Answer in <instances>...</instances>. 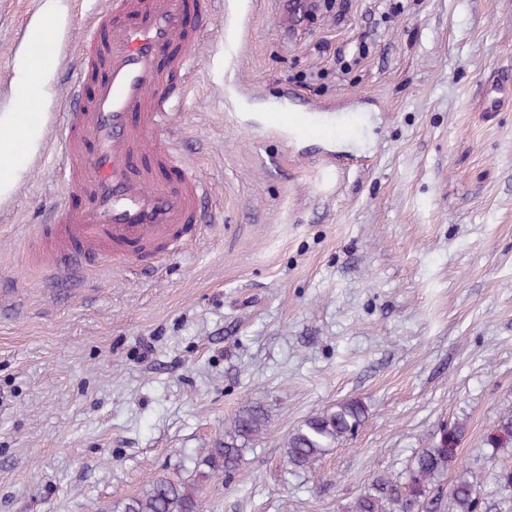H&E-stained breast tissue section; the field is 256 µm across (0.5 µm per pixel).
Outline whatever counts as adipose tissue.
<instances>
[{
    "label": "adipose tissue",
    "mask_w": 512,
    "mask_h": 512,
    "mask_svg": "<svg viewBox=\"0 0 512 512\" xmlns=\"http://www.w3.org/2000/svg\"><path fill=\"white\" fill-rule=\"evenodd\" d=\"M54 65L53 59H40L27 52L16 62L17 96L24 109L0 113V200L12 194L17 173L42 142L45 115L37 107Z\"/></svg>",
    "instance_id": "1"
}]
</instances>
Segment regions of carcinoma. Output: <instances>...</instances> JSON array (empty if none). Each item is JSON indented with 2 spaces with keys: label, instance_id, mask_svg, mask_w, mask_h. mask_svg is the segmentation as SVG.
Here are the masks:
<instances>
[{
  "label": "carcinoma",
  "instance_id": "carcinoma-1",
  "mask_svg": "<svg viewBox=\"0 0 512 512\" xmlns=\"http://www.w3.org/2000/svg\"><path fill=\"white\" fill-rule=\"evenodd\" d=\"M368 418L363 404L349 399L303 419L282 439L286 464L306 471L330 450L348 441ZM271 418L259 402H246L236 413L224 438L194 461V468L177 479L155 478L140 494L113 507V512H203L198 480L212 472L232 474L253 445L271 435ZM465 424H443L432 444L412 456L396 476L379 473L355 497L346 512H487L481 485L466 470L450 488L444 480L448 469L458 465L459 444ZM492 455L512 457V409L495 421L485 439Z\"/></svg>",
  "mask_w": 512,
  "mask_h": 512
}]
</instances>
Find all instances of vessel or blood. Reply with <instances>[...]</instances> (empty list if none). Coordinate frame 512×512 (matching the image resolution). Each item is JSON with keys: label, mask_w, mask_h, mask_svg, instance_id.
Instances as JSON below:
<instances>
[{"label": "vessel or blood", "mask_w": 512, "mask_h": 512, "mask_svg": "<svg viewBox=\"0 0 512 512\" xmlns=\"http://www.w3.org/2000/svg\"><path fill=\"white\" fill-rule=\"evenodd\" d=\"M213 0H109L84 45L73 107L56 138L70 174L40 238L53 246L50 279L88 273L118 256L134 265L179 251L202 217L205 185L164 133L184 93L170 75L193 45L190 17L206 23ZM351 119L316 120L314 108L275 112L271 127L300 139L343 138Z\"/></svg>", "instance_id": "obj_1"}]
</instances>
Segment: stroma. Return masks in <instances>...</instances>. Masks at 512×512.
<instances>
[{
  "label": "stroma",
  "instance_id": "stroma-1",
  "mask_svg": "<svg viewBox=\"0 0 512 512\" xmlns=\"http://www.w3.org/2000/svg\"><path fill=\"white\" fill-rule=\"evenodd\" d=\"M46 0H0V113ZM55 67L43 140L0 201V512H112L176 478L246 401L275 430L232 477L201 483L206 512H344L375 472L401 473L439 428L459 458L512 408V0H216L172 129L208 185L210 219L150 271L120 258L74 292L44 287L37 225L67 161L86 29L106 0H53ZM361 117L354 144L289 143L268 113L291 97ZM357 399L368 420L313 469L282 438Z\"/></svg>",
  "mask_w": 512,
  "mask_h": 512
}]
</instances>
